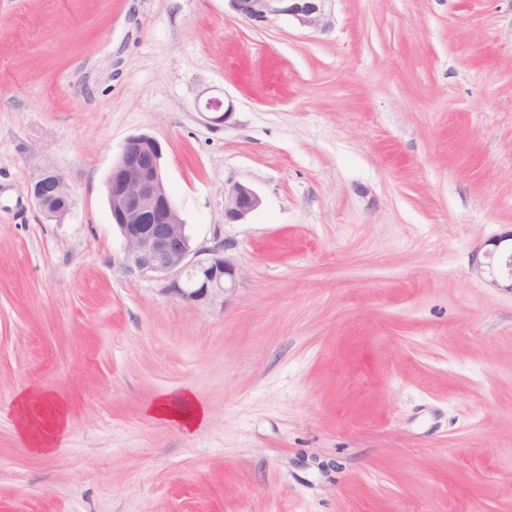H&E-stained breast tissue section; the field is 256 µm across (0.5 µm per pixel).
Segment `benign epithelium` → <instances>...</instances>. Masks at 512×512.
Returning a JSON list of instances; mask_svg holds the SVG:
<instances>
[{
	"instance_id": "benign-epithelium-1",
	"label": "benign epithelium",
	"mask_w": 512,
	"mask_h": 512,
	"mask_svg": "<svg viewBox=\"0 0 512 512\" xmlns=\"http://www.w3.org/2000/svg\"><path fill=\"white\" fill-rule=\"evenodd\" d=\"M230 9L255 26L286 17L301 28H323L333 0H227ZM161 143L133 135L106 179L109 213L124 239L129 266L166 281L164 292L197 307L226 302L236 286L238 268L224 244L195 248L163 177ZM28 192L50 219L66 215L73 202L64 177L45 168L28 183ZM263 203L250 185L224 188V223L242 224Z\"/></svg>"
}]
</instances>
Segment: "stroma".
Returning <instances> with one entry per match:
<instances>
[{
    "mask_svg": "<svg viewBox=\"0 0 512 512\" xmlns=\"http://www.w3.org/2000/svg\"><path fill=\"white\" fill-rule=\"evenodd\" d=\"M142 133L237 264L225 307L128 267L106 178ZM511 231L512 0H335L323 31L0 0V512H512ZM29 386L75 399L48 457L7 411ZM176 389L194 431L149 413ZM28 192L47 218L61 219L73 202L64 177L53 169L45 168L28 183ZM263 203L260 194L251 186L234 182L224 188V221L244 224L247 217Z\"/></svg>",
    "mask_w": 512,
    "mask_h": 512,
    "instance_id": "obj_1",
    "label": "stroma"
}]
</instances>
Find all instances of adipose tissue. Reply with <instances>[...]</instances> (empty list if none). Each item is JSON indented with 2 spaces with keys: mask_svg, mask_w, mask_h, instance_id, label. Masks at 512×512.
I'll return each instance as SVG.
<instances>
[{
  "mask_svg": "<svg viewBox=\"0 0 512 512\" xmlns=\"http://www.w3.org/2000/svg\"><path fill=\"white\" fill-rule=\"evenodd\" d=\"M74 401L40 388L19 391L8 407L16 432L33 451L50 456L64 439ZM151 414L191 429L207 418L206 407L188 389L163 394L150 407Z\"/></svg>",
  "mask_w": 512,
  "mask_h": 512,
  "instance_id": "ef3b65f1",
  "label": "adipose tissue"
}]
</instances>
